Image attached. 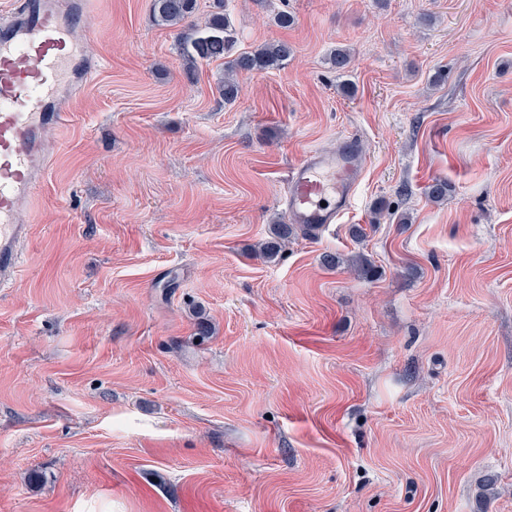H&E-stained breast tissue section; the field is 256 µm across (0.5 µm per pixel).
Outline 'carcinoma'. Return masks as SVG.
Instances as JSON below:
<instances>
[{"instance_id": "1", "label": "carcinoma", "mask_w": 512, "mask_h": 512, "mask_svg": "<svg viewBox=\"0 0 512 512\" xmlns=\"http://www.w3.org/2000/svg\"><path fill=\"white\" fill-rule=\"evenodd\" d=\"M197 0H153V13L161 25L179 26L188 22L196 13ZM194 35L181 43L180 54L186 63V73H195L203 62L225 60L229 75L218 85L219 93L226 102L238 97L240 86L236 75L261 71L280 65L291 54L288 44L279 41L265 43L253 52L241 53L228 60L226 55L234 43V30L230 16L224 13V0H217L216 11L202 25L191 24ZM295 231L292 224L273 225L271 239L264 243L263 251L269 258L274 257L281 248V242Z\"/></svg>"}]
</instances>
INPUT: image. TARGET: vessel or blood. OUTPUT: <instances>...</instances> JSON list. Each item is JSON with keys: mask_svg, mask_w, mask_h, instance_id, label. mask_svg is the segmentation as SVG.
Returning a JSON list of instances; mask_svg holds the SVG:
<instances>
[{"mask_svg": "<svg viewBox=\"0 0 512 512\" xmlns=\"http://www.w3.org/2000/svg\"><path fill=\"white\" fill-rule=\"evenodd\" d=\"M86 0H21L0 22V288L11 282L30 232L20 214L45 175L44 133L65 126L64 97L96 66L76 36ZM356 144L309 152L288 174L286 212L316 235L350 209L359 182Z\"/></svg>", "mask_w": 512, "mask_h": 512, "instance_id": "1", "label": "vessel or blood"}]
</instances>
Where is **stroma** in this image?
I'll use <instances>...</instances> for the list:
<instances>
[{
  "label": "stroma",
  "instance_id": "obj_1",
  "mask_svg": "<svg viewBox=\"0 0 512 512\" xmlns=\"http://www.w3.org/2000/svg\"><path fill=\"white\" fill-rule=\"evenodd\" d=\"M224 10L232 54L292 48L231 103L152 0L83 16L0 288V512H512V0ZM346 137L351 208L266 258Z\"/></svg>",
  "mask_w": 512,
  "mask_h": 512
}]
</instances>
